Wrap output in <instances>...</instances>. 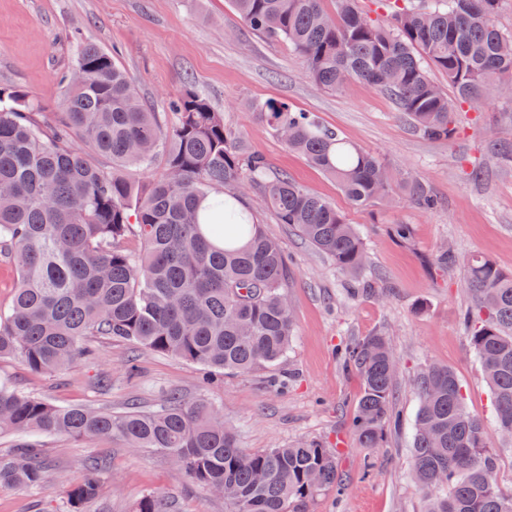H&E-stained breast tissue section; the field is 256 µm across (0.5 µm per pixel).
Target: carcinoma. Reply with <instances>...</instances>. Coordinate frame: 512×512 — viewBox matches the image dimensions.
Wrapping results in <instances>:
<instances>
[{"label":"carcinoma","instance_id":"obj_1","mask_svg":"<svg viewBox=\"0 0 512 512\" xmlns=\"http://www.w3.org/2000/svg\"><path fill=\"white\" fill-rule=\"evenodd\" d=\"M233 0L253 31L285 40L306 62L311 83L341 90L364 81L389 96L424 138L451 140L461 106L512 90V31L498 27L500 0H394V21L373 18L358 0ZM63 78V111L0 85V255L18 272L8 312H0V359L58 373L95 354L92 337L125 340L209 371L249 373L288 354L294 326L288 258L237 199L264 183L268 204L336 267L355 274L365 247L330 202L286 174L268 173L208 98L186 85L164 128L130 76L93 42ZM440 72L453 96L430 76ZM288 148L336 180L355 205L389 204L398 187L416 207L438 201L428 185L400 176L277 100L258 107ZM81 139L86 149L72 141ZM167 174L139 186L123 167ZM134 239L140 249L132 251ZM474 303L462 316L493 401L495 431L512 438V273L489 258L464 262ZM362 392L349 428L361 448H380L399 427L392 408L396 357L385 337L366 336L338 351ZM419 395L411 465L426 512H512L497 482V451L486 422L472 414L453 370L432 364L413 379ZM31 433L163 451L201 488L224 493L227 512H308L323 492L343 495L336 453L318 443L247 452L214 405L169 396L160 410L114 415L58 407L0 384V435L21 452L0 453V488H43L49 467L29 447ZM107 460L89 455L68 492L73 509L95 499ZM161 510L154 495L135 512Z\"/></svg>","mask_w":512,"mask_h":512}]
</instances>
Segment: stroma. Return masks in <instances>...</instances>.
I'll use <instances>...</instances> for the list:
<instances>
[{
    "label": "stroma",
    "mask_w": 512,
    "mask_h": 512,
    "mask_svg": "<svg viewBox=\"0 0 512 512\" xmlns=\"http://www.w3.org/2000/svg\"><path fill=\"white\" fill-rule=\"evenodd\" d=\"M84 41L113 54L164 124L173 123L169 102L184 85L205 93L249 152L328 200L355 225L367 263L353 276L339 272L294 227L279 223L263 187L255 186L244 201L290 258L287 295L295 341L280 364L229 372L209 383L198 365L105 341L98 360L55 375L0 359V381L58 406L117 412L158 407L172 390L203 397L233 426L246 451L314 441L336 452L349 490L341 499L332 492L318 497L309 512H424L410 458L419 404L412 378L428 364L447 366L465 389L469 410L492 417L484 374L460 322L472 301L462 261L481 255L512 272V158L487 157L489 136L512 142V100L491 94L463 105L452 140L423 138L369 84L356 81L342 92L314 86L303 58L287 42L250 30L232 0H0V84L24 89L45 111H61L59 81L74 67ZM270 99L314 113L345 141L426 181L440 207L421 210L403 200L390 207L354 206L334 179L290 151L267 126L257 107ZM394 224L409 225L407 241L390 235ZM444 247L454 251L457 264L432 266ZM355 281L368 295L347 296ZM376 334L386 336L397 357L394 402L402 426L395 438L370 450L358 447L349 431L361 382L343 371L336 351ZM134 356L139 371L131 377L126 362ZM36 443L51 462L48 484L39 491L0 489V512H68V491L90 454L106 456L111 474L83 512H134L150 493L175 502L179 512H225L223 498L199 488L160 450L126 448L109 439L44 436ZM369 458L376 473L367 479Z\"/></svg>",
    "instance_id": "stroma-1"
}]
</instances>
